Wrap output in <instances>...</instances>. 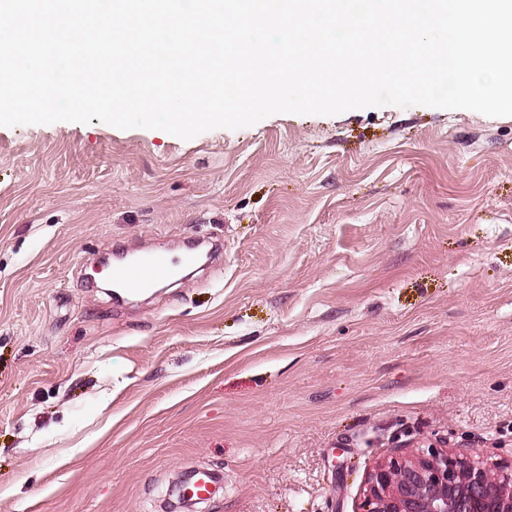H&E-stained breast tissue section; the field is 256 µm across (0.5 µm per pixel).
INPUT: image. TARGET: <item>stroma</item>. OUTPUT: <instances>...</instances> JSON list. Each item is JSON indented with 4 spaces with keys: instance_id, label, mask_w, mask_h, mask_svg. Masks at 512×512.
<instances>
[{
    "instance_id": "1",
    "label": "stroma",
    "mask_w": 512,
    "mask_h": 512,
    "mask_svg": "<svg viewBox=\"0 0 512 512\" xmlns=\"http://www.w3.org/2000/svg\"><path fill=\"white\" fill-rule=\"evenodd\" d=\"M221 266L116 307L113 249ZM512 462V116L388 105L184 140L0 127V512H358L428 445ZM219 475L208 469H195L188 473L185 485L190 493L191 499L186 501V507L191 510L196 503L209 499L211 492L215 489Z\"/></svg>"
}]
</instances>
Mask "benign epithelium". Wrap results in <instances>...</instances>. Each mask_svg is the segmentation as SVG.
Instances as JSON below:
<instances>
[{
	"instance_id": "1",
	"label": "benign epithelium",
	"mask_w": 512,
	"mask_h": 512,
	"mask_svg": "<svg viewBox=\"0 0 512 512\" xmlns=\"http://www.w3.org/2000/svg\"><path fill=\"white\" fill-rule=\"evenodd\" d=\"M361 512H512V465L429 447L367 474Z\"/></svg>"
}]
</instances>
